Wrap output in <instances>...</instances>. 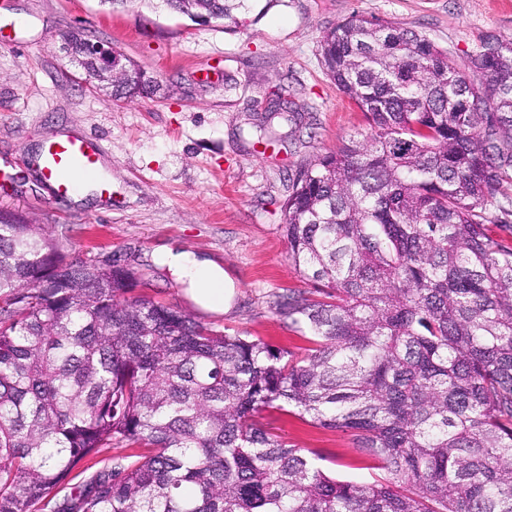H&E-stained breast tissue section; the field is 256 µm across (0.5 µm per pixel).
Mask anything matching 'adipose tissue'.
Segmentation results:
<instances>
[{"label": "adipose tissue", "instance_id": "obj_1", "mask_svg": "<svg viewBox=\"0 0 512 512\" xmlns=\"http://www.w3.org/2000/svg\"><path fill=\"white\" fill-rule=\"evenodd\" d=\"M160 260L180 279L187 281L196 302L204 309L223 312L234 286L222 265L186 251L163 249Z\"/></svg>", "mask_w": 512, "mask_h": 512}]
</instances>
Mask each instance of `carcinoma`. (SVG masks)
I'll return each instance as SVG.
<instances>
[{
    "instance_id": "carcinoma-1",
    "label": "carcinoma",
    "mask_w": 512,
    "mask_h": 512,
    "mask_svg": "<svg viewBox=\"0 0 512 512\" xmlns=\"http://www.w3.org/2000/svg\"><path fill=\"white\" fill-rule=\"evenodd\" d=\"M163 2L237 26L251 0ZM113 55L112 101L158 92ZM320 61L368 130L284 203L315 285L279 295L303 354L130 298L132 272L68 262L0 212V512H512V39L461 68L356 17L323 33ZM269 97L260 142L302 120L287 90ZM267 409L351 433L383 474L328 475ZM114 444L140 452L57 497Z\"/></svg>"
}]
</instances>
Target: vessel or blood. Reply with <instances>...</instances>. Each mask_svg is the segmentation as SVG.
<instances>
[{"instance_id":"obj_1","label":"vessel or blood","mask_w":512,"mask_h":512,"mask_svg":"<svg viewBox=\"0 0 512 512\" xmlns=\"http://www.w3.org/2000/svg\"><path fill=\"white\" fill-rule=\"evenodd\" d=\"M103 157L100 141L83 136H67L45 143L36 158V169L44 182L52 186L55 196H70L74 178L93 174Z\"/></svg>"}]
</instances>
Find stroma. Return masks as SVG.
Here are the masks:
<instances>
[{
  "label": "stroma",
  "mask_w": 512,
  "mask_h": 512,
  "mask_svg": "<svg viewBox=\"0 0 512 512\" xmlns=\"http://www.w3.org/2000/svg\"><path fill=\"white\" fill-rule=\"evenodd\" d=\"M22 28L0 25V210L42 227L70 260L109 257L135 275L133 293L175 307L217 330L300 351L308 342L275 311L277 293L308 291L283 235V204L299 171L366 130L363 113L326 75L325 30L354 17L390 20L447 49L458 65L489 36L512 38V0H256L253 18L230 30L196 24L161 0H7ZM78 29L112 46L160 83L157 96L112 102L63 51ZM288 88L305 112L255 143L251 121L265 96ZM101 141L111 197H53L27 159L44 141ZM220 263L233 278L219 315L190 298L159 261L163 247ZM264 427L318 455L341 480L371 481L350 435L283 411Z\"/></svg>",
  "instance_id": "35a3bbf8"
}]
</instances>
